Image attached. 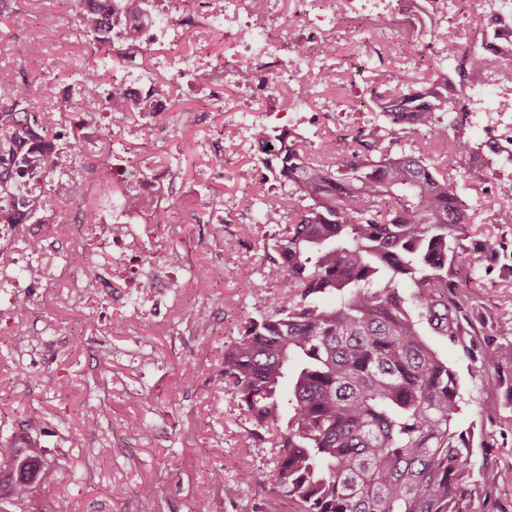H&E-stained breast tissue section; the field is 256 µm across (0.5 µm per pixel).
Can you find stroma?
<instances>
[{
    "label": "stroma",
    "mask_w": 512,
    "mask_h": 512,
    "mask_svg": "<svg viewBox=\"0 0 512 512\" xmlns=\"http://www.w3.org/2000/svg\"><path fill=\"white\" fill-rule=\"evenodd\" d=\"M72 0H7L0 14V81L32 82L39 103L72 115L74 102L65 90L72 66L93 47L72 33ZM361 25H353L336 44V69L319 85V96L303 105V129L316 150L345 152L347 130L370 126L375 110L371 94L352 82L345 60L357 49ZM18 40L43 45L39 61L12 53ZM339 101L346 117L324 110ZM163 117L143 122L131 114L134 139L104 153L98 137L85 161L110 158L116 170L143 166L145 149L169 183L162 196L168 223L178 235L152 234L144 251L164 250L181 256L172 276L177 293L158 297L149 323L133 319L123 308L90 293L79 305L57 301L40 289L29 304L34 329L56 337L50 358L35 359L28 382L18 379L22 360L8 309L0 310V440L26 434L37 439L50 480L70 504L71 512H199L210 504L219 512H295L287 501L270 498L274 433L252 437V423L237 397L225 387L224 348L241 324L271 309L278 288L255 299L239 268L261 272L263 247L273 227L241 214L233 200L252 180L253 191L280 200L281 188L262 183L263 170L248 148H240L225 165L219 132L224 115L210 94L191 81L172 89ZM512 182V169L501 162L478 164L464 178L463 194L476 210L477 222L464 240L462 270L473 284L477 302L491 307L499 322L512 324V275L503 267L487 268L482 257L483 224L495 223L512 251V210L501 208ZM223 208L224 221L206 224L203 212ZM427 342L455 370L465 405L463 425H470L488 450H477L475 465L490 464L499 473L496 512H512V372L486 365L476 373L473 360L491 348L493 336L473 337L470 345L445 336ZM103 360L107 385L94 382L93 359ZM500 382L493 402H486L488 382ZM222 475L223 489L212 478Z\"/></svg>",
    "instance_id": "stroma-1"
}]
</instances>
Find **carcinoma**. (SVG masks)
Masks as SVG:
<instances>
[{"label": "carcinoma", "instance_id": "1", "mask_svg": "<svg viewBox=\"0 0 512 512\" xmlns=\"http://www.w3.org/2000/svg\"><path fill=\"white\" fill-rule=\"evenodd\" d=\"M76 30L103 57L78 63L77 83L102 84L112 57V0L76 8ZM440 53L450 55L461 34L434 28ZM28 83L0 89V224L55 222L67 193L81 183V151H53L60 139L56 109L33 106ZM380 112L408 114L345 135L350 152L321 159L302 137L259 127L260 163L293 201L275 224L262 277L285 283L277 306L248 319L224 351V383L260 430L278 432L273 462L275 496L297 512H489L497 474L474 467V428L459 425L464 399L454 371L424 338L472 336L474 322L496 336L512 324L490 311L477 315L455 280L461 241L474 223L452 159L465 168L480 148L466 136L469 113L448 96V72L437 67L404 83L390 69L373 90ZM103 110L123 120L156 112L148 99L126 100L112 86ZM453 135L392 152L406 135L438 125ZM484 251L504 250L494 224L483 225ZM410 292H405L403 285ZM497 367L512 366V344L490 351ZM0 486L10 498L41 499L40 512H69L47 482L38 442L21 435L0 447Z\"/></svg>", "mask_w": 512, "mask_h": 512}]
</instances>
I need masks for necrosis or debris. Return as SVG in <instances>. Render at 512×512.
Masks as SVG:
<instances>
[{"mask_svg":"<svg viewBox=\"0 0 512 512\" xmlns=\"http://www.w3.org/2000/svg\"><path fill=\"white\" fill-rule=\"evenodd\" d=\"M197 2L149 0V37L168 45L155 58L157 77L147 82L127 69L117 83L130 98L158 102L186 78L207 86L223 83L231 89L223 110L234 130L226 145L245 144L255 153L260 150L253 133L259 123L256 100L278 86L286 98L280 117L298 124L302 105L317 94L319 76L336 67L334 48L347 10L365 23L362 56L384 50L397 69L419 57L418 46L437 18L447 16L460 24L466 19V0H217L198 26L192 18ZM213 29L224 33V53L215 62L182 54L188 39H206ZM487 60V46L480 42L474 53L459 51L441 63L452 76L478 70V77L461 86L472 111L510 113L512 63L490 69ZM152 220L149 211L119 204L98 213L93 224L73 216L65 224L0 225V281L10 287L13 317L27 321L28 299L37 284L56 287L57 297L67 301L92 289L107 292L116 280L131 283L124 304L143 313L148 300L173 287L163 269L178 263L176 257L160 254L153 262L140 261Z\"/></svg>","mask_w":512,"mask_h":512,"instance_id":"1","label":"necrosis or debris"}]
</instances>
